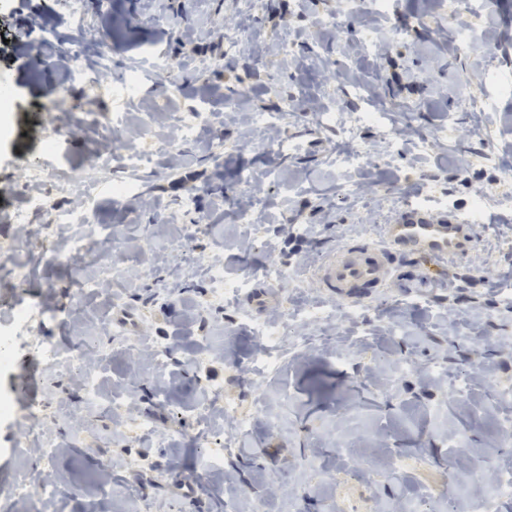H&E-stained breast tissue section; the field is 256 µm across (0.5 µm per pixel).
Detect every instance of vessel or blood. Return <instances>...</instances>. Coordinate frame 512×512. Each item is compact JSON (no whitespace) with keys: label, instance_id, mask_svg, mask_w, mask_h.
Segmentation results:
<instances>
[{"label":"vessel or blood","instance_id":"b4317fda","mask_svg":"<svg viewBox=\"0 0 512 512\" xmlns=\"http://www.w3.org/2000/svg\"><path fill=\"white\" fill-rule=\"evenodd\" d=\"M470 243L469 226L450 213L432 214L422 206L406 207L399 219L385 225L382 236L362 246H339L317 269V279L336 301L356 305L370 289L388 285L385 255L397 251L439 264L464 253Z\"/></svg>","mask_w":512,"mask_h":512}]
</instances>
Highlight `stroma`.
<instances>
[{
  "label": "stroma",
  "mask_w": 512,
  "mask_h": 512,
  "mask_svg": "<svg viewBox=\"0 0 512 512\" xmlns=\"http://www.w3.org/2000/svg\"><path fill=\"white\" fill-rule=\"evenodd\" d=\"M68 2L10 0L0 15L10 38L0 43V80L16 97L0 140V256L21 225L33 230L25 277L0 271V320L35 298L46 307L14 325L13 367L0 377V388L35 382L33 393L19 390L13 423L0 424V501L12 512H221L228 497L239 512H390L417 502L468 512L496 473L453 479L459 460L489 457L512 472L503 435L512 411L500 399L512 390V251L481 245L489 225L512 240V179L481 160L491 146L512 162V0H472L477 39L462 52L441 0H390L383 10L357 0L342 16L336 0H263L254 13L241 0H82L113 73L148 52L176 65L132 92L118 78L93 91L57 67L59 44L40 35L64 30ZM240 22L250 43L227 52L224 29ZM39 43L43 60L30 62ZM233 87L242 99L228 112ZM467 97L482 110L464 109ZM336 109L386 120L355 125L347 138L321 120ZM92 110L121 113L138 132L130 147L114 140L107 170L94 163L103 136ZM281 111L279 130L254 121ZM193 112L206 127L179 144L181 164L170 167L161 147L175 140L173 117ZM59 127L58 150L42 152ZM398 128L407 136L391 140ZM352 147L367 154L362 168L329 163ZM131 149L151 153L149 170L127 167ZM72 161L96 193L92 225L112 230V266L99 273L108 288L93 294L78 283V261L49 262L55 242L42 230L74 197L39 175L65 174ZM244 171L258 182L248 192L238 189ZM345 181L354 194L341 190ZM121 182L129 192L114 194ZM35 191L43 208L29 215ZM480 195L471 247L448 257L440 282L419 258L396 257L393 282L356 317L318 282L327 252L378 237L408 200L467 215ZM244 206L251 223H234ZM185 256L196 262L189 275L177 272ZM274 263L286 276L269 285L260 272ZM214 266L228 279L251 272V287L213 302ZM311 307L321 320L302 323ZM265 318L308 339L275 371L253 329ZM89 334L102 390L120 400L109 413L85 404L75 371L40 361L41 345L66 350ZM138 344L167 348L165 367L132 361ZM210 402L216 410L202 417ZM227 403L249 417L247 432L225 423ZM144 418L147 433L137 427ZM455 432L463 447H449ZM47 442L57 450L49 467L37 452ZM49 469L59 479L53 497L19 493Z\"/></svg>",
  "instance_id": "stroma-1"
}]
</instances>
